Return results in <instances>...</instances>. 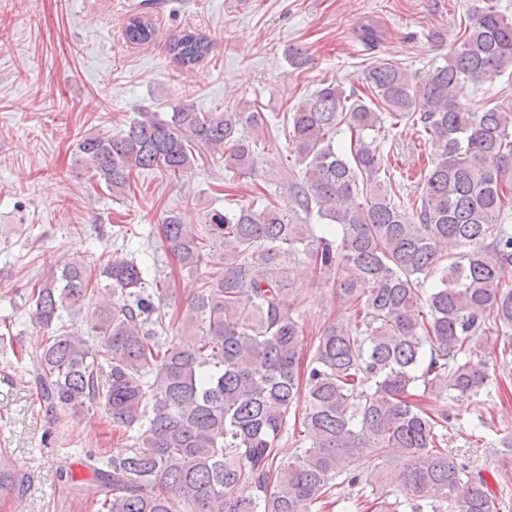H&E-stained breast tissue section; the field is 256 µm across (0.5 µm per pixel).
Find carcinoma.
Wrapping results in <instances>:
<instances>
[{
	"mask_svg": "<svg viewBox=\"0 0 512 512\" xmlns=\"http://www.w3.org/2000/svg\"><path fill=\"white\" fill-rule=\"evenodd\" d=\"M125 36L146 44L154 27L133 16ZM170 48L191 66L212 44L186 32ZM286 58L295 70L309 63L301 47ZM509 67L512 20L485 0L423 78L382 60L365 70L366 96L324 82L300 99L285 113L288 156L302 166L289 173L288 205L256 196L211 213L198 234L163 217L165 253L180 269L211 266L175 312L157 268L119 252L32 284L41 400L65 414L97 407L131 441L122 455H89L98 512H319L338 477L357 488L353 512H512L511 497L446 447L444 404L487 387L480 337H503L499 361L512 368V225L502 223L512 109L465 94ZM404 121L431 150L413 209L392 199L382 154ZM275 129L256 100L224 112L143 108L127 128L83 138L78 158L118 196L148 170L177 178L220 161L253 176ZM342 132L349 141L335 142ZM300 254L356 312L324 322L312 341L283 300L285 259ZM79 315L84 337L69 331ZM480 439L512 464L511 436ZM394 450L406 463L385 475L391 501L377 482ZM22 492L0 449V502Z\"/></svg>",
	"mask_w": 512,
	"mask_h": 512,
	"instance_id": "carcinoma-1",
	"label": "carcinoma"
}]
</instances>
